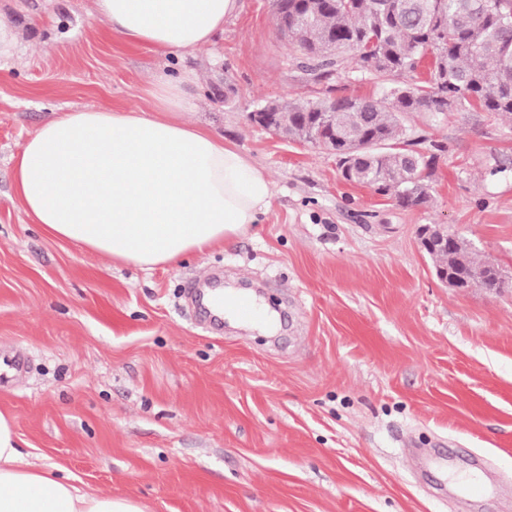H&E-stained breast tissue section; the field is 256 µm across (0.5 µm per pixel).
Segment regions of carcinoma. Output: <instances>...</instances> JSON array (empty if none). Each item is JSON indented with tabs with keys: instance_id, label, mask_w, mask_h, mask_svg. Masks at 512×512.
Instances as JSON below:
<instances>
[{
	"instance_id": "cac0c4a2",
	"label": "carcinoma",
	"mask_w": 512,
	"mask_h": 512,
	"mask_svg": "<svg viewBox=\"0 0 512 512\" xmlns=\"http://www.w3.org/2000/svg\"><path fill=\"white\" fill-rule=\"evenodd\" d=\"M288 0L299 36L292 44L307 71L330 76L345 56L383 83L378 98L278 101L288 136L335 151L342 178L391 196L403 207L431 201L432 160L411 149L402 114L478 108L512 116V0ZM435 60L428 81L399 83L424 58ZM336 113V134L320 130L319 113ZM434 269L496 290L492 275L460 237L431 255Z\"/></svg>"
}]
</instances>
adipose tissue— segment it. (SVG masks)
<instances>
[{
  "label": "adipose tissue",
  "instance_id": "ef3b65f1",
  "mask_svg": "<svg viewBox=\"0 0 512 512\" xmlns=\"http://www.w3.org/2000/svg\"><path fill=\"white\" fill-rule=\"evenodd\" d=\"M129 47L167 55L212 43L239 0H95ZM189 78L160 76L155 115L121 107L60 113L23 145L15 193L52 236L113 261L168 266L248 232L271 197L268 175L208 129L186 124ZM0 412V512H146L71 477L21 463Z\"/></svg>",
  "mask_w": 512,
  "mask_h": 512
}]
</instances>
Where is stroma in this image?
I'll return each instance as SVG.
<instances>
[{
	"label": "stroma",
	"mask_w": 512,
	"mask_h": 512,
	"mask_svg": "<svg viewBox=\"0 0 512 512\" xmlns=\"http://www.w3.org/2000/svg\"><path fill=\"white\" fill-rule=\"evenodd\" d=\"M0 385L23 465L147 512H512V120L409 112L434 160L405 208L343 180L334 153L249 120L269 100L380 94L345 60L302 71L274 0H241L214 46L126 49L95 0H0ZM195 75L182 119L272 182L249 233L143 270L51 237L15 194L24 142L57 113L152 112L147 88ZM444 224L501 272L497 291L436 277L420 230ZM270 325L202 323L189 286L213 269ZM479 473L480 494L455 475Z\"/></svg>",
	"instance_id": "stroma-1"
}]
</instances>
